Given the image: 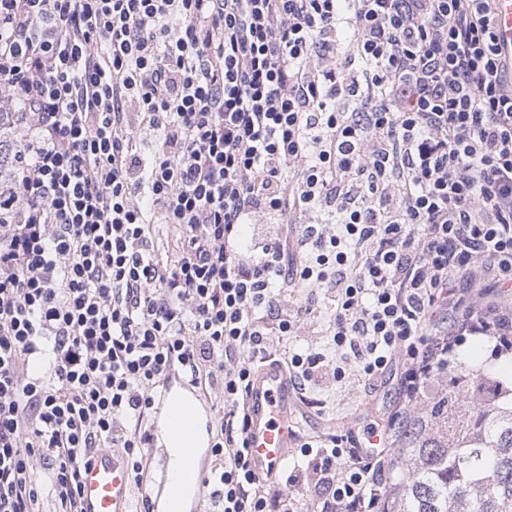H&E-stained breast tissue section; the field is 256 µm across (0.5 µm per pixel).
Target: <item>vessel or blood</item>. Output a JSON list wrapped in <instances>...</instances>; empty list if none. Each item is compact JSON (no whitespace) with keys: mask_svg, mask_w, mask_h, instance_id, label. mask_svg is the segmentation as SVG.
<instances>
[{"mask_svg":"<svg viewBox=\"0 0 512 512\" xmlns=\"http://www.w3.org/2000/svg\"><path fill=\"white\" fill-rule=\"evenodd\" d=\"M496 27L505 52H512V0H497ZM298 400L279 365L261 367L248 400L251 469L265 475L283 470L300 441L286 414ZM160 425L149 432L147 449L156 465L155 493H141L148 512H203L210 479L207 450L213 445L212 410L178 376H169L158 401ZM133 481L126 462L113 451L96 449L82 479L85 512H131Z\"/></svg>","mask_w":512,"mask_h":512,"instance_id":"b4317fda","label":"vessel or blood"}]
</instances>
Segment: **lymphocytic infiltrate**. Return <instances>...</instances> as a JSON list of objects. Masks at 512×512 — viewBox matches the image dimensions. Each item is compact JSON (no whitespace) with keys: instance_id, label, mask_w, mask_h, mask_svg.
<instances>
[{"instance_id":"f902f5d3","label":"lymphocytic infiltrate","mask_w":512,"mask_h":512,"mask_svg":"<svg viewBox=\"0 0 512 512\" xmlns=\"http://www.w3.org/2000/svg\"><path fill=\"white\" fill-rule=\"evenodd\" d=\"M496 0H0L19 173L0 224V512H83L94 448L134 482L158 390L216 399L210 512H381L370 436L248 465L276 358L301 401L396 380L401 420L468 336L458 280L512 288V57ZM155 151L144 158L141 139ZM172 228L166 254L153 227ZM249 224L272 233L246 239ZM343 360L287 349L318 301ZM455 309L454 334L436 327ZM284 345L273 352V342ZM44 359V373L31 372Z\"/></svg>"}]
</instances>
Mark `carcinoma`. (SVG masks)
<instances>
[{"instance_id": "carcinoma-1", "label": "carcinoma", "mask_w": 512, "mask_h": 512, "mask_svg": "<svg viewBox=\"0 0 512 512\" xmlns=\"http://www.w3.org/2000/svg\"><path fill=\"white\" fill-rule=\"evenodd\" d=\"M12 112H0V198L17 173ZM394 432L384 512H512V379L454 358Z\"/></svg>"}]
</instances>
